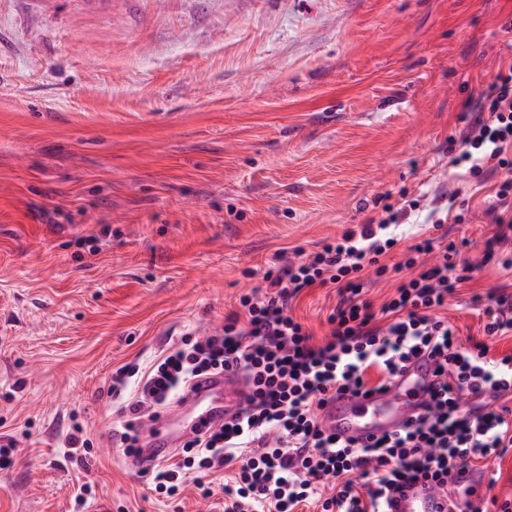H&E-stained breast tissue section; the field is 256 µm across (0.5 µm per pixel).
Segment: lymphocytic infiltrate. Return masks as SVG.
Instances as JSON below:
<instances>
[{"mask_svg":"<svg viewBox=\"0 0 512 512\" xmlns=\"http://www.w3.org/2000/svg\"><path fill=\"white\" fill-rule=\"evenodd\" d=\"M452 165L479 180L512 169V63L500 67L476 103ZM416 201L384 204L383 217L348 227L297 261L264 275L265 291L239 298L221 330L182 338L153 364L140 393L122 403L111 438L140 445V427L200 376L235 370L251 394L233 419L187 441L176 457L151 469L152 489L178 499L187 482L225 475L224 512H385L399 482L418 478L446 487L462 465L485 463L512 450V353L494 355L490 339L512 335V294L497 290L484 309L483 340L461 346L441 317L457 283L475 266L450 259L455 245L428 236L408 246L396 267L384 259L398 240L390 233ZM376 279L410 270L381 307L367 299L366 269ZM336 288L328 337L314 342L291 315L309 288ZM430 360L438 385L424 413L403 430L366 446L326 427L323 409L339 394L386 389L400 368Z\"/></svg>","mask_w":512,"mask_h":512,"instance_id":"1","label":"lymphocytic infiltrate"}]
</instances>
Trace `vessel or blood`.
Wrapping results in <instances>:
<instances>
[{
    "label": "vessel or blood",
    "instance_id": "vessel-or-blood-1",
    "mask_svg": "<svg viewBox=\"0 0 512 512\" xmlns=\"http://www.w3.org/2000/svg\"><path fill=\"white\" fill-rule=\"evenodd\" d=\"M435 379L425 359L407 363L389 390L370 395H344L331 400L324 409L326 426L337 437L357 444L402 430L420 413L429 399ZM249 395L241 374L221 373L195 379L176 400L173 410L151 420L149 441L136 462L147 467L169 458L180 441L204 434L230 419L245 405ZM483 476L472 466L457 468L447 488L440 489L420 479L395 487L389 494L386 512H448L449 498L459 489H469L473 512H482Z\"/></svg>",
    "mask_w": 512,
    "mask_h": 512
}]
</instances>
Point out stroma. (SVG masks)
<instances>
[{"label":"stroma","instance_id":"stroma-1","mask_svg":"<svg viewBox=\"0 0 512 512\" xmlns=\"http://www.w3.org/2000/svg\"><path fill=\"white\" fill-rule=\"evenodd\" d=\"M511 19L512 0H0V512H224L191 484L155 500L109 437L112 375L213 332L382 196L420 198L404 237L478 263L444 314L481 339L485 295L512 292L479 263L512 204L448 137L512 61ZM449 195L468 219L433 227ZM335 304L312 288L292 313L319 341ZM66 442L68 448L66 453L72 462L77 465L85 464L89 439L83 438V428L74 426L72 431L67 434Z\"/></svg>","mask_w":512,"mask_h":512}]
</instances>
